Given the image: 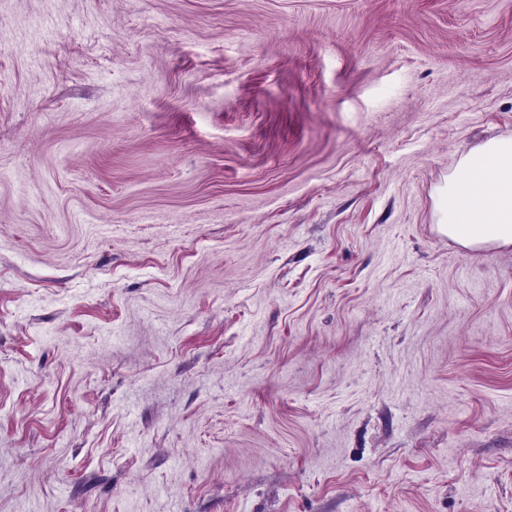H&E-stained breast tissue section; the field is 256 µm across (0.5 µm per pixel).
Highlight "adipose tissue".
<instances>
[{"mask_svg": "<svg viewBox=\"0 0 512 512\" xmlns=\"http://www.w3.org/2000/svg\"><path fill=\"white\" fill-rule=\"evenodd\" d=\"M458 166L470 177L439 189L440 232L467 248L512 246V136L469 150Z\"/></svg>", "mask_w": 512, "mask_h": 512, "instance_id": "adipose-tissue-1", "label": "adipose tissue"}]
</instances>
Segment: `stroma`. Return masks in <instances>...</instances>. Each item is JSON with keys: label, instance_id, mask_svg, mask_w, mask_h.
Segmentation results:
<instances>
[{"label": "stroma", "instance_id": "stroma-1", "mask_svg": "<svg viewBox=\"0 0 512 512\" xmlns=\"http://www.w3.org/2000/svg\"><path fill=\"white\" fill-rule=\"evenodd\" d=\"M512 0H0V512H512ZM458 167L470 177L438 190L440 232L467 248L512 246V136L469 150Z\"/></svg>", "mask_w": 512, "mask_h": 512}]
</instances>
